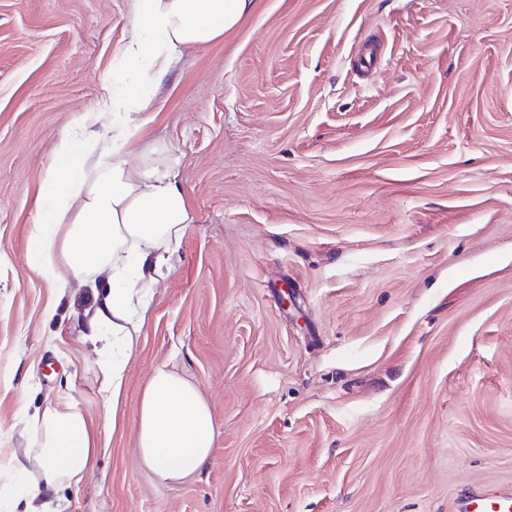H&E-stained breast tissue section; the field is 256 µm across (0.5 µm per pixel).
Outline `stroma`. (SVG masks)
Returning a JSON list of instances; mask_svg holds the SVG:
<instances>
[{"label":"stroma","mask_w":512,"mask_h":512,"mask_svg":"<svg viewBox=\"0 0 512 512\" xmlns=\"http://www.w3.org/2000/svg\"><path fill=\"white\" fill-rule=\"evenodd\" d=\"M134 0H0V486L73 405L99 451L67 512H457L512 492V0H258L182 51L134 151L192 224L132 351L40 270L56 139L105 109ZM291 290L292 309L280 304ZM124 359L116 430L101 366ZM207 400L208 467L136 453L160 364ZM458 512H512V493L493 489L472 491L459 500Z\"/></svg>","instance_id":"1"}]
</instances>
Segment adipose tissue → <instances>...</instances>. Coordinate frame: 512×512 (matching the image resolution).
<instances>
[{"label":"adipose tissue","instance_id":"obj_1","mask_svg":"<svg viewBox=\"0 0 512 512\" xmlns=\"http://www.w3.org/2000/svg\"><path fill=\"white\" fill-rule=\"evenodd\" d=\"M257 0H135L136 24L122 49L125 87H113L108 111L83 119L54 143L41 184L43 220L35 225L42 272L59 286L94 282L110 272L105 298L87 308L91 332L109 331L133 349L148 302L171 269L173 248L192 216L166 149L127 157L151 104L154 84L181 50L234 33ZM42 436L9 468L30 477L21 493L0 491V512H48L47 496L79 483L98 451L94 426L73 406L36 411ZM211 409L199 391L168 365L156 367L140 398L136 434L141 462L159 480L201 472L215 441Z\"/></svg>","mask_w":512,"mask_h":512}]
</instances>
